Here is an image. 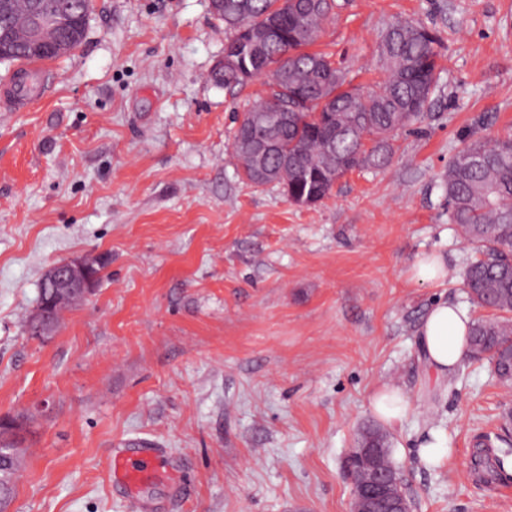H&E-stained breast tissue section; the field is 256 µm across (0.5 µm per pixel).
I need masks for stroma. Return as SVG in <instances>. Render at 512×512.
I'll use <instances>...</instances> for the list:
<instances>
[{
  "mask_svg": "<svg viewBox=\"0 0 512 512\" xmlns=\"http://www.w3.org/2000/svg\"><path fill=\"white\" fill-rule=\"evenodd\" d=\"M396 18L441 39L431 116L312 207L241 180L234 118L267 88L213 83L208 0H91L48 94L0 112V418L21 426L8 512H350L347 456L384 386L409 400L388 432L412 512H512L511 456L494 482L469 473L512 390L484 362L437 377L418 336L436 301L479 314L440 177L470 138L512 133V0H349L315 48L381 81ZM430 253L445 279H411ZM81 254L105 263L94 292L30 336L44 275ZM432 436L439 466L417 455ZM130 439L167 449L170 472L132 495L111 469Z\"/></svg>",
  "mask_w": 512,
  "mask_h": 512,
  "instance_id": "obj_1",
  "label": "stroma"
}]
</instances>
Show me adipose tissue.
Segmentation results:
<instances>
[{"label": "adipose tissue", "mask_w": 512, "mask_h": 512, "mask_svg": "<svg viewBox=\"0 0 512 512\" xmlns=\"http://www.w3.org/2000/svg\"><path fill=\"white\" fill-rule=\"evenodd\" d=\"M470 317L447 301L435 302L420 328V345L427 366L440 376H448L462 361Z\"/></svg>", "instance_id": "obj_1"}]
</instances>
